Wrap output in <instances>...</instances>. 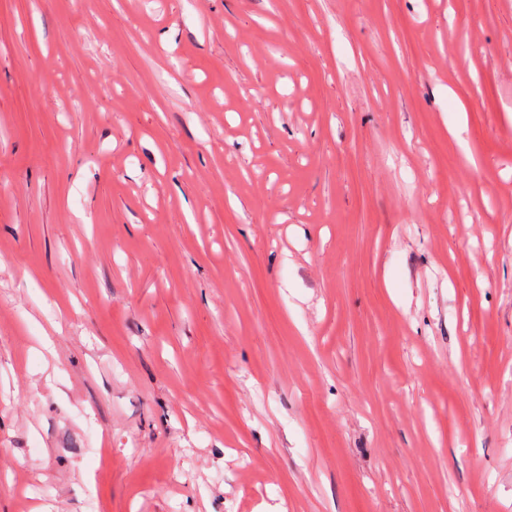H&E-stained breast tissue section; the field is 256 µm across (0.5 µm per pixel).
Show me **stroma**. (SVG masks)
<instances>
[{
  "instance_id": "stroma-1",
  "label": "stroma",
  "mask_w": 512,
  "mask_h": 512,
  "mask_svg": "<svg viewBox=\"0 0 512 512\" xmlns=\"http://www.w3.org/2000/svg\"><path fill=\"white\" fill-rule=\"evenodd\" d=\"M0 512H512V0H0Z\"/></svg>"
}]
</instances>
